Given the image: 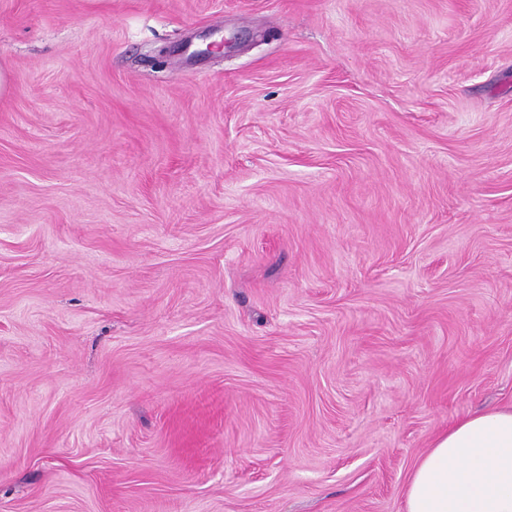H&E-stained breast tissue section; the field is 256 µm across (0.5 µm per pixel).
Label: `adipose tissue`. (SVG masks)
I'll return each mask as SVG.
<instances>
[{
	"instance_id": "1",
	"label": "adipose tissue",
	"mask_w": 512,
	"mask_h": 512,
	"mask_svg": "<svg viewBox=\"0 0 512 512\" xmlns=\"http://www.w3.org/2000/svg\"><path fill=\"white\" fill-rule=\"evenodd\" d=\"M405 512H512V409L464 417L413 464Z\"/></svg>"
}]
</instances>
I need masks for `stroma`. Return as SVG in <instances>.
<instances>
[{
	"label": "stroma",
	"mask_w": 512,
	"mask_h": 512,
	"mask_svg": "<svg viewBox=\"0 0 512 512\" xmlns=\"http://www.w3.org/2000/svg\"><path fill=\"white\" fill-rule=\"evenodd\" d=\"M0 68V512H405L512 407V0H0Z\"/></svg>",
	"instance_id": "obj_1"
}]
</instances>
